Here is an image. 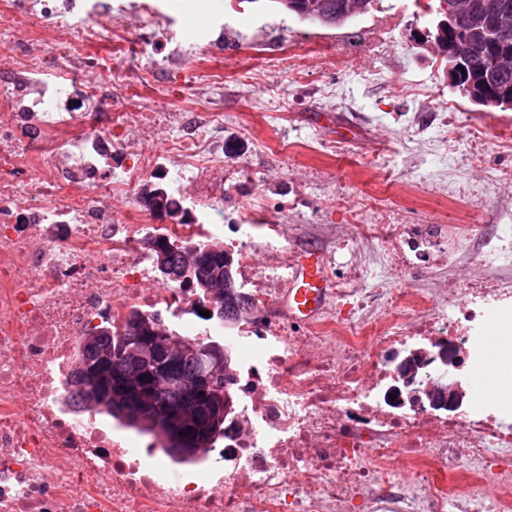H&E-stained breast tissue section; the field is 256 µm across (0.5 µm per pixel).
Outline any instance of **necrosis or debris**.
Here are the masks:
<instances>
[{"label":"necrosis or debris","instance_id":"obj_1","mask_svg":"<svg viewBox=\"0 0 512 512\" xmlns=\"http://www.w3.org/2000/svg\"><path fill=\"white\" fill-rule=\"evenodd\" d=\"M149 32L112 35V0H0V512H512V407L455 411L391 399L396 359H426L418 379L466 390L489 310L512 311V233L502 232L465 285L436 299L392 279L462 258L472 224H369L372 264L336 280L338 307L296 325L269 316L267 289L236 332L198 327L188 288L151 286L138 236L186 244L206 232L211 195L186 197L171 168L139 155L112 176L128 130L154 131L180 91L152 69L169 45L150 0ZM145 61L135 83L118 63ZM220 112L177 124L167 152L204 174ZM156 176L188 221L145 224L112 208ZM381 311L354 320L342 307ZM161 314L186 336L223 335L237 388L224 446L161 459L113 439L80 409L75 371L85 336L122 332L132 313ZM459 364L442 362L448 345ZM464 469L446 472L448 460Z\"/></svg>","mask_w":512,"mask_h":512}]
</instances>
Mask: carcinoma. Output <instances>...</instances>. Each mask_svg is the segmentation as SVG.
Listing matches in <instances>:
<instances>
[{"mask_svg": "<svg viewBox=\"0 0 512 512\" xmlns=\"http://www.w3.org/2000/svg\"><path fill=\"white\" fill-rule=\"evenodd\" d=\"M273 7L303 20L336 27L368 13L374 0H269ZM436 13L445 21L443 36L436 39L438 52L449 65L461 64L456 71L458 83L470 85L467 97L487 109L512 110V0H439ZM140 203L152 214L177 217L183 213L179 203L165 193L141 195ZM144 248L154 262L163 260L168 269L164 282L183 285L197 296L198 309L210 288L219 295L239 289L234 257L204 258L196 263L193 280H183V246L165 238L148 237ZM165 323L155 314L132 315L122 335L149 344L157 329ZM202 367V359L191 348L181 350L174 362L159 374L143 353L129 345L119 346L115 336L103 331L84 338L76 385L87 407L98 409L128 427L151 433L165 419V413L177 409L189 430L176 444L182 456L203 448H212L224 437V423L235 381L228 386L210 388L205 394L189 391Z\"/></svg>", "mask_w": 512, "mask_h": 512, "instance_id": "cac0c4a2", "label": "carcinoma"}]
</instances>
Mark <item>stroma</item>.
Wrapping results in <instances>:
<instances>
[{"label": "stroma", "instance_id": "obj_1", "mask_svg": "<svg viewBox=\"0 0 512 512\" xmlns=\"http://www.w3.org/2000/svg\"><path fill=\"white\" fill-rule=\"evenodd\" d=\"M179 21L177 41L195 44L198 36L211 42L214 64H196L194 56L170 60L156 69L160 84H177L197 76L210 90L198 98L187 92L174 119L182 121L199 108L224 115V160L212 174L224 193L209 215L211 238L231 243L247 236L255 250L267 242L264 224L288 230L279 248L296 252L317 249L328 258L330 272H342L372 246L351 241L340 250L354 214L374 195L388 198L390 207L377 223L478 224L481 236L470 254L480 257L512 210V111L484 110L448 84L444 63L426 41L435 25L434 12H422L413 0H376L373 9L336 27L248 4L233 9L228 0H157ZM393 25L397 43L388 55L339 57L355 30ZM320 48L318 58L296 69L276 60L284 43ZM221 71L222 84H212L211 70ZM253 70L252 81L239 74ZM409 81L428 92L415 104L395 86ZM460 122L448 149V183L441 194L431 167L430 134L446 106ZM483 121V141H471L465 122ZM296 193L302 206L293 211L279 205ZM258 210L264 224H236L239 213Z\"/></svg>", "mask_w": 512, "mask_h": 512}]
</instances>
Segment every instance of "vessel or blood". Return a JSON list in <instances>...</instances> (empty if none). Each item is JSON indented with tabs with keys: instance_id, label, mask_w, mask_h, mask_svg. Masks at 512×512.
<instances>
[{
	"instance_id": "vessel-or-blood-1",
	"label": "vessel or blood",
	"mask_w": 512,
	"mask_h": 512,
	"mask_svg": "<svg viewBox=\"0 0 512 512\" xmlns=\"http://www.w3.org/2000/svg\"><path fill=\"white\" fill-rule=\"evenodd\" d=\"M333 288L324 255L301 252L293 259L288 286L276 304L289 320L308 322L323 313Z\"/></svg>"
}]
</instances>
